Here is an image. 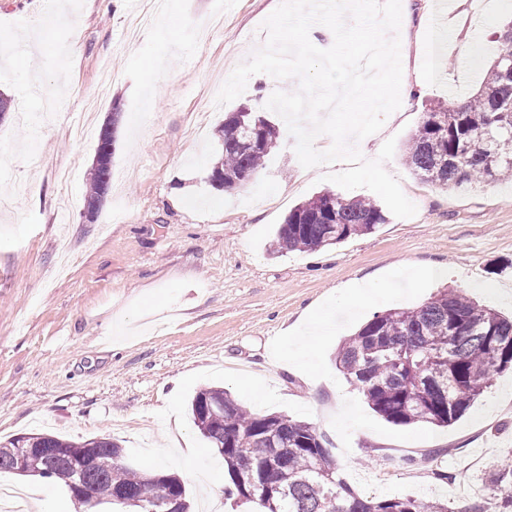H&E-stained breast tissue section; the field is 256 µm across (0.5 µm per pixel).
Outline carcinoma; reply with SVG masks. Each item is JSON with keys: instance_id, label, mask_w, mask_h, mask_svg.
Masks as SVG:
<instances>
[{"instance_id": "1", "label": "carcinoma", "mask_w": 512, "mask_h": 512, "mask_svg": "<svg viewBox=\"0 0 512 512\" xmlns=\"http://www.w3.org/2000/svg\"><path fill=\"white\" fill-rule=\"evenodd\" d=\"M512 23L501 36L482 88L462 107L437 103L423 112L405 152V164L422 182L441 189L512 177ZM259 127L263 145L237 148L244 126ZM276 126L246 106L218 129L222 152L212 171L224 184L253 176L276 147ZM112 167L92 165L85 205L107 194ZM387 222L383 209L362 198L319 192L288 212L275 243L287 251H313L372 233ZM336 364L368 406L394 425L456 422L488 388L492 374L512 369V320L456 291L443 289L409 309L373 315L336 353ZM194 424L224 457L225 494L254 496L261 512H512V456L485 468L482 494L461 510L448 500L414 496L364 497L348 487L336 459L310 424L280 414H259L221 388H204L191 401ZM38 448L23 476L54 479L73 489L75 462L91 457L83 481L90 507L112 505L133 512L127 501L146 502L160 492L156 473L124 462L125 449L110 437L71 440L47 433L0 441V471L18 472L16 450ZM281 460L275 479L282 495L273 506L261 491L241 480L260 470L264 459Z\"/></svg>"}]
</instances>
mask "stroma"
Masks as SVG:
<instances>
[{
    "label": "stroma",
    "instance_id": "1",
    "mask_svg": "<svg viewBox=\"0 0 512 512\" xmlns=\"http://www.w3.org/2000/svg\"><path fill=\"white\" fill-rule=\"evenodd\" d=\"M279 2L223 0L224 24L210 31L214 0H165L131 43L130 0H0V90L13 100L0 123V438L106 436L142 471L180 476L192 512L210 498L221 512H259L225 495L224 461L191 419L195 393L221 387L253 412L311 423L361 495L447 496L416 457L444 449L435 469L472 482L512 452V370L494 374L449 427L397 426L368 407L335 357L380 311L358 305L353 281L399 269L409 278L392 307L420 306L448 287L512 316V180L445 191L403 159L426 105L481 86L502 31L482 20L498 2L465 0L442 19L437 0H412L403 73L428 51L433 72L386 119L374 160L353 148L344 164L303 168L283 126L262 171L227 195L208 181L218 124L242 103L264 112L289 82L265 77L260 92L248 81L221 107L215 97L264 43L261 24ZM66 6L79 28L55 23ZM467 33L474 44L462 56L456 40ZM116 103L111 183L87 224V177ZM321 191L374 200L389 221L318 251H276L289 210ZM340 290L355 315L335 304ZM308 314L336 333L299 371L287 351ZM0 482L46 500L49 512H82L60 483L8 471Z\"/></svg>",
    "mask_w": 512,
    "mask_h": 512
}]
</instances>
